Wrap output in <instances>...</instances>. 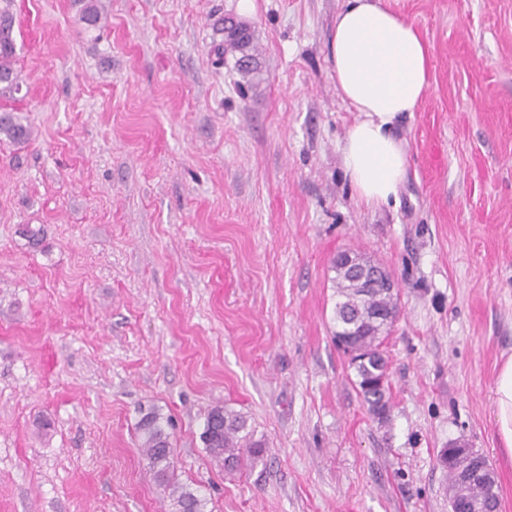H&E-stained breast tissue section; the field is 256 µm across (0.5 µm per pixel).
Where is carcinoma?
<instances>
[{"label": "carcinoma", "instance_id": "1", "mask_svg": "<svg viewBox=\"0 0 512 512\" xmlns=\"http://www.w3.org/2000/svg\"><path fill=\"white\" fill-rule=\"evenodd\" d=\"M13 0H0V99H13L22 89L20 72L14 67L16 56L15 20ZM80 5V21L95 27L101 19L98 0H76ZM250 43L247 29L239 23L224 27L225 49L242 51ZM0 134L13 141H25L30 131L11 110L0 111ZM336 273V303L334 321L336 328L348 333L344 353L354 352L350 359L363 404L369 414L380 423L388 420L391 410L389 393V361L383 350L388 329L371 320L368 311L387 305L386 298L373 293L365 295L353 287L349 273L333 265ZM169 420L155 410L142 415L136 424V433L142 455L147 461L153 478L160 484L172 487L170 494L172 512H204L203 500L184 485H171L172 443ZM201 438L210 456L224 464L232 473L244 461H260L264 446L253 439L248 419L242 413L217 405L206 414ZM466 453L464 470L457 474L448 470V482L463 479L467 483L466 495L448 498L450 512H494L498 508V494L492 491L496 481L489 459L482 453L455 445L446 448L442 456L455 457Z\"/></svg>", "mask_w": 512, "mask_h": 512}]
</instances>
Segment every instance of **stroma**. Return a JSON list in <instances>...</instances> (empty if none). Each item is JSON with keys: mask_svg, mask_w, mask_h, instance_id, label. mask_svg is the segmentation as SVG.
Returning a JSON list of instances; mask_svg holds the SVG:
<instances>
[{"mask_svg": "<svg viewBox=\"0 0 512 512\" xmlns=\"http://www.w3.org/2000/svg\"><path fill=\"white\" fill-rule=\"evenodd\" d=\"M386 3L430 83L394 126L398 199L370 208L340 156L343 0H100L89 30L72 0H15L6 106L31 138L0 135V512H169L138 448L149 409L205 512H448L455 442L512 512L492 403L512 355V0ZM343 251L398 286L384 424L332 340ZM217 404L263 463L230 477L209 455ZM250 43V35L247 29L240 23H230L224 27V47L225 51L238 50L242 51L247 48Z\"/></svg>", "mask_w": 512, "mask_h": 512, "instance_id": "1", "label": "stroma"}]
</instances>
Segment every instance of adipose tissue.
I'll use <instances>...</instances> for the list:
<instances>
[{
	"label": "adipose tissue",
	"instance_id": "1",
	"mask_svg": "<svg viewBox=\"0 0 512 512\" xmlns=\"http://www.w3.org/2000/svg\"><path fill=\"white\" fill-rule=\"evenodd\" d=\"M329 52L338 88L358 114L340 146L344 173L366 206L390 203L398 197L409 164L391 129L426 93L429 48L417 29L382 0H345ZM494 404L497 433L512 454V356L498 370Z\"/></svg>",
	"mask_w": 512,
	"mask_h": 512
}]
</instances>
